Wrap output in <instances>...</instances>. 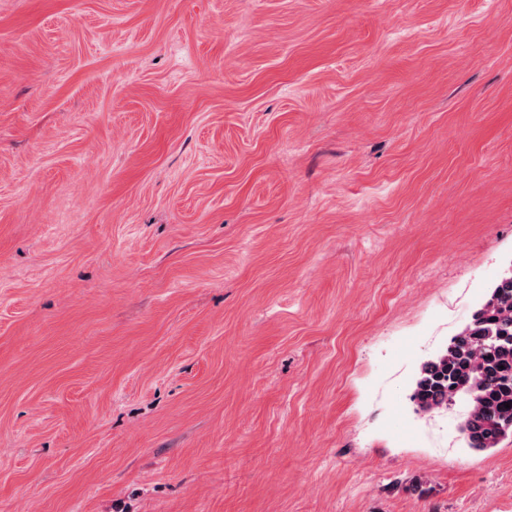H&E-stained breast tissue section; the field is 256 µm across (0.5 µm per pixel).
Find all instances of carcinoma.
Masks as SVG:
<instances>
[{"instance_id":"cac0c4a2","label":"carcinoma","mask_w":512,"mask_h":512,"mask_svg":"<svg viewBox=\"0 0 512 512\" xmlns=\"http://www.w3.org/2000/svg\"><path fill=\"white\" fill-rule=\"evenodd\" d=\"M457 398L468 403L469 447L495 448L512 437V274L502 276L446 350L422 365L413 400L422 411Z\"/></svg>"}]
</instances>
